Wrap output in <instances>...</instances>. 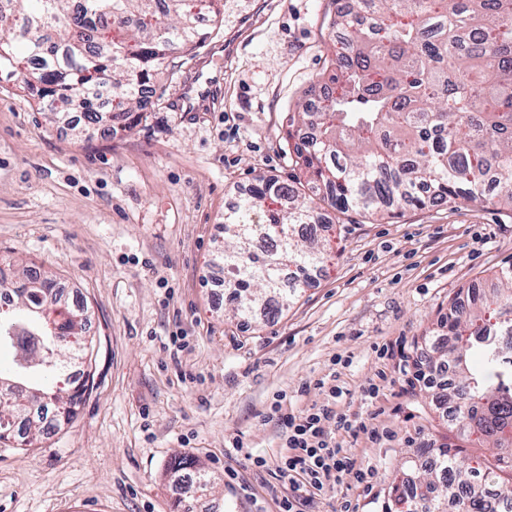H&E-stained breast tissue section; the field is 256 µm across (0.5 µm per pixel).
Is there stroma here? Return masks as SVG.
Returning a JSON list of instances; mask_svg holds the SVG:
<instances>
[{
  "mask_svg": "<svg viewBox=\"0 0 512 512\" xmlns=\"http://www.w3.org/2000/svg\"><path fill=\"white\" fill-rule=\"evenodd\" d=\"M205 39L165 60L142 120L126 131L62 120L0 79V257L33 265L86 305L95 380L73 422L0 443V512H185L175 458L194 512H278L267 473L231 457L241 437L272 457L281 429L274 395L293 411L322 403L373 435L336 440L370 468L352 488L358 512H388L394 483L421 439L450 443L466 464L485 444L449 432L443 405L420 390L413 364L459 289L512 261V217L496 207H403L395 216L325 208L328 244L313 284L276 318H235L224 300V216L262 179L300 176L288 118L329 71L334 0H222ZM210 101L180 105L196 81ZM181 332L187 344L171 343ZM391 348L393 356H381ZM379 385L377 399L365 395ZM238 471L229 479L226 468Z\"/></svg>",
  "mask_w": 512,
  "mask_h": 512,
  "instance_id": "1",
  "label": "stroma"
}]
</instances>
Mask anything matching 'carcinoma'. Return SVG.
<instances>
[{
  "mask_svg": "<svg viewBox=\"0 0 512 512\" xmlns=\"http://www.w3.org/2000/svg\"><path fill=\"white\" fill-rule=\"evenodd\" d=\"M70 2L12 0L0 14V74L41 103L74 105L90 125L127 129L143 118L142 94L162 60L204 38L192 0H82L76 11ZM352 2L336 0L329 26L343 43L314 89L340 92L318 110L303 101L289 118L292 160L313 195L264 180L224 218L225 286L243 320L270 292L282 299L271 315L281 314L321 263L323 246L296 228L315 223L322 203L381 216L428 202L512 212V0ZM98 88L117 99L115 111H100ZM2 289L16 302L0 306V349H13L17 363L13 374L0 373V419L28 416L50 395L72 420L94 372L67 395L48 381L64 370L66 339L79 356L93 353L85 311L65 308L54 280L33 267L11 279L0 268ZM29 292L44 295L41 312L17 309ZM440 327L448 338L439 362L417 361L416 369L453 364L448 430L479 436L493 455L473 468L451 445L415 449L417 481L395 487L392 506L419 501L424 512H444L451 498L457 512H486L489 501L493 512H512V265L468 288Z\"/></svg>",
  "mask_w": 512,
  "mask_h": 512,
  "instance_id": "obj_1",
  "label": "carcinoma"
}]
</instances>
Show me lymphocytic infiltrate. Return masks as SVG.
I'll use <instances>...</instances> for the list:
<instances>
[{"mask_svg": "<svg viewBox=\"0 0 512 512\" xmlns=\"http://www.w3.org/2000/svg\"><path fill=\"white\" fill-rule=\"evenodd\" d=\"M341 394L339 386H329L322 404L299 413L284 408L282 398H275L267 414L282 430L283 442L275 459L245 452L241 439L232 440V448L242 453L251 468L269 472L281 483L284 492L278 499L279 512H301L302 502L318 496L338 498V512H356L349 492L353 485L366 482L369 471L351 449L336 442L327 424L335 422V429L354 438L367 433L368 427L337 410Z\"/></svg>", "mask_w": 512, "mask_h": 512, "instance_id": "obj_1", "label": "lymphocytic infiltrate"}]
</instances>
